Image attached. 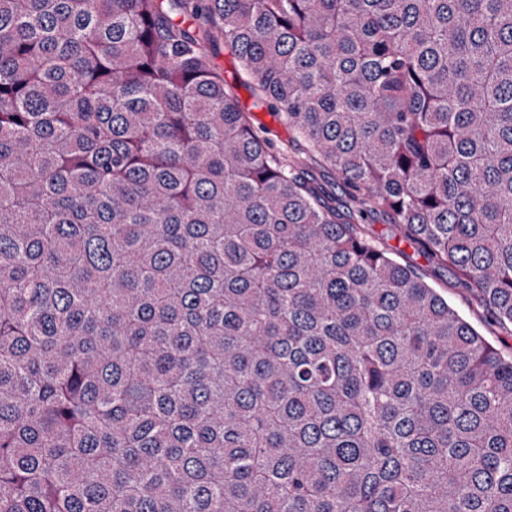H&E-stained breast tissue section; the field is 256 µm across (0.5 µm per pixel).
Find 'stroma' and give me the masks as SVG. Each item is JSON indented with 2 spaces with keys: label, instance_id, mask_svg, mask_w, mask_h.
Here are the masks:
<instances>
[{
  "label": "stroma",
  "instance_id": "stroma-1",
  "mask_svg": "<svg viewBox=\"0 0 512 512\" xmlns=\"http://www.w3.org/2000/svg\"><path fill=\"white\" fill-rule=\"evenodd\" d=\"M215 63L223 72L225 81L233 85L242 110L250 113L257 128L265 130L270 147L275 150L287 149L289 158L303 167L305 176L324 184L336 196L345 213L360 217V204L345 194L334 172L325 167L318 157L310 156L304 142L274 112L258 101L251 84L246 77L241 76L234 53L229 48H221ZM360 219L369 237L387 248L401 252L405 262L422 274L481 336L504 355H512V328L500 325L490 316L474 290L465 284L453 268L435 266L417 246L404 241L387 214L377 212Z\"/></svg>",
  "mask_w": 512,
  "mask_h": 512
}]
</instances>
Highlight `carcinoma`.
<instances>
[{
	"mask_svg": "<svg viewBox=\"0 0 512 512\" xmlns=\"http://www.w3.org/2000/svg\"><path fill=\"white\" fill-rule=\"evenodd\" d=\"M512 0H0V512H512ZM215 64L224 73V80L234 86V91L243 111L249 112L254 125L265 130L263 135L268 139L273 150L288 149V157L304 167L305 176L312 177L326 186L336 196L342 210L351 215L355 224H362L366 234L380 242L388 249L400 251L404 261L422 274L426 281L436 288L437 292L448 300V304L469 322L489 343L506 356L512 355L511 325H500L487 312L477 299L472 288H469L457 272L451 267H437L417 246L404 241L397 228L391 224V218L383 212L372 213L360 217V204L349 198L339 184L334 172L325 167L316 156L311 157L304 142L281 122L266 104L258 101L252 84L246 77H240L239 62L234 53L221 46L215 58Z\"/></svg>",
	"mask_w": 512,
	"mask_h": 512,
	"instance_id": "1",
	"label": "carcinoma"
}]
</instances>
